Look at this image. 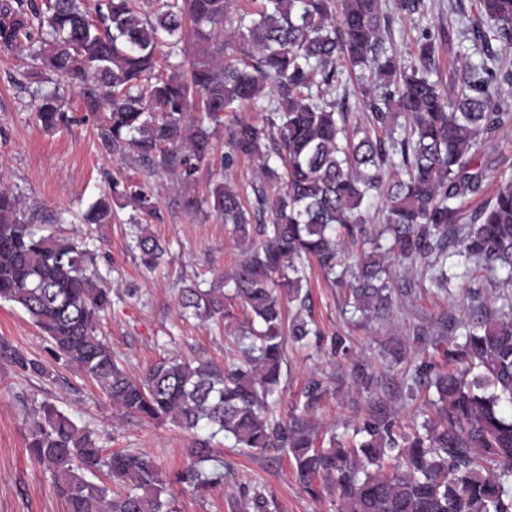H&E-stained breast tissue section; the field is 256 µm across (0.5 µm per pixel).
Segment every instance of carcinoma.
<instances>
[{
	"instance_id": "cac0c4a2",
	"label": "carcinoma",
	"mask_w": 512,
	"mask_h": 512,
	"mask_svg": "<svg viewBox=\"0 0 512 512\" xmlns=\"http://www.w3.org/2000/svg\"><path fill=\"white\" fill-rule=\"evenodd\" d=\"M0 0V49L24 52L31 63L14 78L29 89L44 76L53 90L34 107L43 129L93 121L102 149L134 154L153 176L164 173L190 189L224 130V166L237 156L258 162L264 179L250 184L253 202L229 180L209 186L214 213L232 225L240 258L209 288L182 289L180 316L204 320L224 313V298L240 301L250 318L224 326L239 357L227 364L164 357L130 375L100 335V313L112 287L94 271L84 242L44 233L13 190L0 187V300L19 307L50 342L51 356L74 365L112 404L119 420L171 422L187 432L210 431L237 448H281L293 456L305 489L334 485L336 512H512V304H480L463 331L442 330L449 367L422 360L412 381L438 395L437 416L422 431L397 438L383 406L356 430L360 439L331 435L315 445L307 415L325 394L312 379L300 412L273 411L288 339L318 335L305 312L307 269L315 261L341 282L343 241L366 232L363 202L384 197L385 224L373 249L357 261L348 283L354 312L363 318L388 309L387 257L418 265L429 286L449 291L458 274L448 259L464 256L501 288H512V173L499 176L493 199L467 213L464 203L486 177L474 167L478 148L512 112L496 95L512 88V63L493 48H512V0H476L470 17L458 2V34H472L468 55L450 76L448 93L430 79L442 43L452 33L425 30L415 62L397 65L384 33L385 0ZM192 22L193 54L184 46ZM364 107L370 127H349L344 75L364 71ZM79 89L83 113L64 109L62 91ZM195 120H186L189 107ZM264 112L261 126L224 113ZM405 178L384 185V172ZM108 194L91 203L86 224H110L130 205L158 212L150 181H132L117 167ZM270 220H265V215ZM141 264L153 270L166 247L138 230ZM506 271L501 278L498 272ZM293 308L284 325L283 306ZM0 355L19 370L50 379L42 361L5 341ZM30 457L51 474L67 512H173L172 484L196 490L224 481L223 465L207 439H195L187 463L170 479L144 453L103 454L91 433L49 401L27 412ZM394 461L390 468L384 460Z\"/></svg>"
}]
</instances>
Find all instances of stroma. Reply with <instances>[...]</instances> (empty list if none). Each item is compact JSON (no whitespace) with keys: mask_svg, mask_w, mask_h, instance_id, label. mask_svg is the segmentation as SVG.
Listing matches in <instances>:
<instances>
[{"mask_svg":"<svg viewBox=\"0 0 512 512\" xmlns=\"http://www.w3.org/2000/svg\"><path fill=\"white\" fill-rule=\"evenodd\" d=\"M454 21L448 0H425L424 13H393L390 43L401 61H410L423 29ZM27 64L25 55L0 50V185L20 194L29 207L63 213L65 231L79 236L87 229L77 214L107 192L112 158L102 150L93 124L53 132L41 128L29 95L11 81ZM476 162L486 178L482 191L467 202L471 210L494 197L501 173L512 172V128L499 131L484 145ZM125 172L137 180L150 179L161 217L148 225L167 253L155 271L141 266L133 243L135 211L129 207L112 223L89 229L87 244L96 255V267L112 287V307L100 322L101 333L134 375L168 353L219 363L230 359L235 348L221 319L187 322L178 314L181 288L195 282L209 287L237 260L240 250L228 227L210 206L192 213L183 209V190L170 177H148L144 165L134 161ZM390 286L388 313L362 319L347 311L346 289L319 270L311 271L310 315L323 339L317 346L288 345L277 396L279 414H288L302 400L307 383L317 379L327 393L309 421L322 435L352 436L380 403L395 412L401 434L411 433L414 425L433 415L436 392L413 385L415 362L430 358L443 363L432 346V332L469 321L476 302L499 307V290L479 269L455 281L447 293L428 292L419 276L401 273L391 278ZM1 339L31 356L44 354L40 330L20 308L5 301H0ZM399 348L405 353L401 360L393 356ZM45 399L79 427L94 431L99 447L146 453L165 475L187 461L190 434L169 423L118 421L99 389L77 370L56 366L47 381L22 373L0 357V512H67L49 474L26 450L25 406ZM212 448L224 463L223 483L197 493L173 489L175 512H240L257 491L266 497L270 512H335V491L325 488L320 497H311L284 452H243L221 435L213 439Z\"/></svg>","mask_w":512,"mask_h":512,"instance_id":"obj_1","label":"stroma"}]
</instances>
